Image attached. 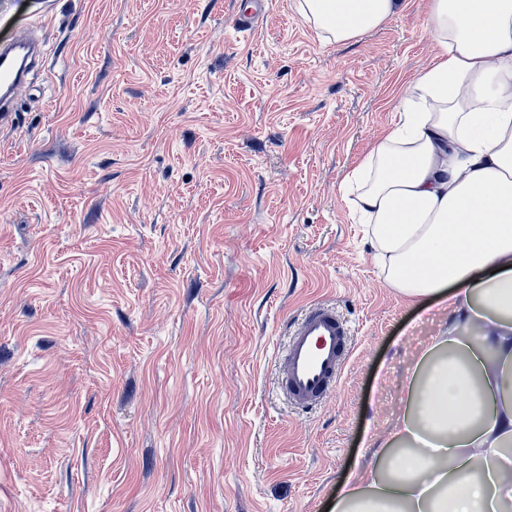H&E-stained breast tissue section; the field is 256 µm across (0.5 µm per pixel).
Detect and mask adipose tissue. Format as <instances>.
<instances>
[{"label": "adipose tissue", "instance_id": "1", "mask_svg": "<svg viewBox=\"0 0 512 512\" xmlns=\"http://www.w3.org/2000/svg\"><path fill=\"white\" fill-rule=\"evenodd\" d=\"M401 0H297L327 42ZM435 54L343 180L386 286L448 332L413 358L400 414L333 512H512V0H430Z\"/></svg>", "mask_w": 512, "mask_h": 512}]
</instances>
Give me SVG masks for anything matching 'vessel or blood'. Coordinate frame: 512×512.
I'll list each match as a JSON object with an SVG mask.
<instances>
[{
	"mask_svg": "<svg viewBox=\"0 0 512 512\" xmlns=\"http://www.w3.org/2000/svg\"><path fill=\"white\" fill-rule=\"evenodd\" d=\"M268 9V0H251L238 9L236 26L253 34ZM44 58L43 45L33 38L0 42V103L17 99L27 88L29 68ZM353 350L351 332L334 307L323 302L307 306L277 351L279 389L299 410L321 405L336 389L338 374Z\"/></svg>",
	"mask_w": 512,
	"mask_h": 512,
	"instance_id": "vessel-or-blood-1",
	"label": "vessel or blood"
}]
</instances>
